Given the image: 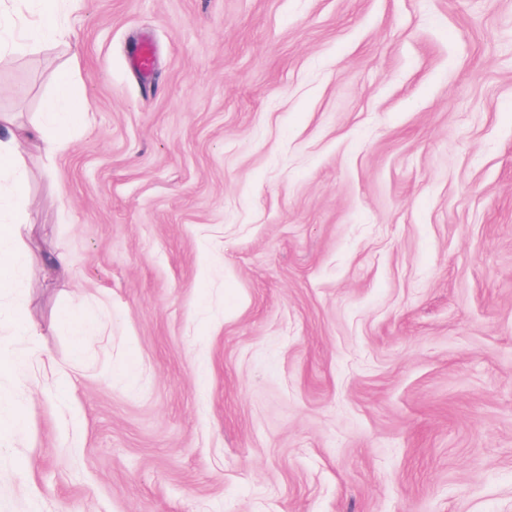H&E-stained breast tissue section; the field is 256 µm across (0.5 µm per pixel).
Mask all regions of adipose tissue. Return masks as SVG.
<instances>
[{"mask_svg": "<svg viewBox=\"0 0 512 512\" xmlns=\"http://www.w3.org/2000/svg\"><path fill=\"white\" fill-rule=\"evenodd\" d=\"M68 35L59 15L57 0H41L36 19H28L15 9L0 4V55H24L48 43L64 41ZM73 70L62 71L53 94L44 103V122L29 127H9L6 138H0V183L10 187L0 197V288L18 285L19 273L29 260V252L20 245V215L26 204V176L20 164L23 145L39 143L46 155H54L69 145L66 129L81 123L90 109L88 101L75 97L71 82Z\"/></svg>", "mask_w": 512, "mask_h": 512, "instance_id": "adipose-tissue-1", "label": "adipose tissue"}]
</instances>
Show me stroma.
<instances>
[{
	"label": "stroma",
	"instance_id": "35a3bbf8",
	"mask_svg": "<svg viewBox=\"0 0 512 512\" xmlns=\"http://www.w3.org/2000/svg\"><path fill=\"white\" fill-rule=\"evenodd\" d=\"M61 13L0 58L15 124L74 55L92 106L22 155L0 512H512V0ZM24 431L23 419L15 414L12 400L9 395L0 392V435L7 434L12 437Z\"/></svg>",
	"mask_w": 512,
	"mask_h": 512
}]
</instances>
